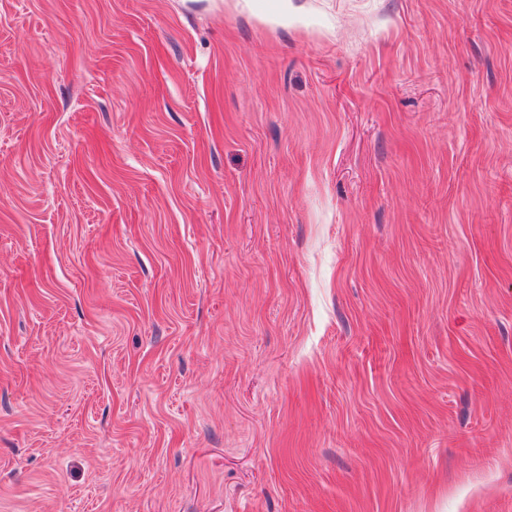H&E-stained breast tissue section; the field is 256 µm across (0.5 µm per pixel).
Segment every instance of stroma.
Wrapping results in <instances>:
<instances>
[{
  "label": "stroma",
  "mask_w": 512,
  "mask_h": 512,
  "mask_svg": "<svg viewBox=\"0 0 512 512\" xmlns=\"http://www.w3.org/2000/svg\"><path fill=\"white\" fill-rule=\"evenodd\" d=\"M0 512H512V0H0Z\"/></svg>",
  "instance_id": "35a3bbf8"
}]
</instances>
